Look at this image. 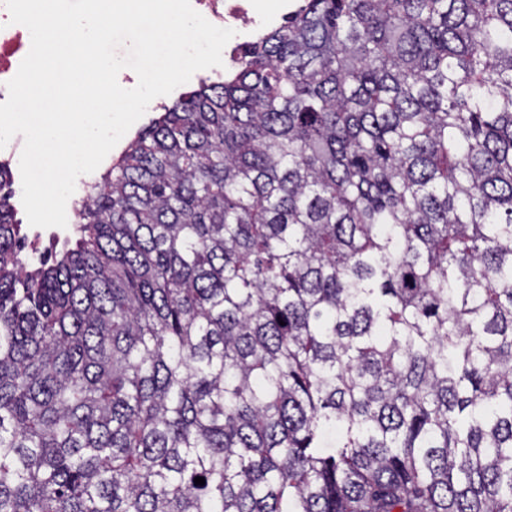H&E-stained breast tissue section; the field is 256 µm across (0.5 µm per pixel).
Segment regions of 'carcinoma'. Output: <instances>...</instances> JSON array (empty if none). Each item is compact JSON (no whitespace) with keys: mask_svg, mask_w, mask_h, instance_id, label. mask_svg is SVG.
I'll use <instances>...</instances> for the list:
<instances>
[{"mask_svg":"<svg viewBox=\"0 0 512 512\" xmlns=\"http://www.w3.org/2000/svg\"><path fill=\"white\" fill-rule=\"evenodd\" d=\"M8 187L0 512H512V0H303L35 266Z\"/></svg>","mask_w":512,"mask_h":512,"instance_id":"carcinoma-1","label":"carcinoma"}]
</instances>
